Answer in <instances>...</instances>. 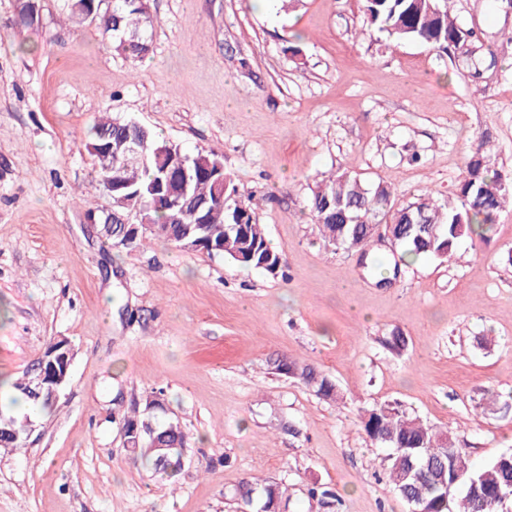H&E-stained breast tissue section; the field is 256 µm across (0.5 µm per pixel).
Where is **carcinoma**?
Instances as JSON below:
<instances>
[{"label":"carcinoma","instance_id":"obj_1","mask_svg":"<svg viewBox=\"0 0 512 512\" xmlns=\"http://www.w3.org/2000/svg\"><path fill=\"white\" fill-rule=\"evenodd\" d=\"M69 9V20L78 24L85 12L94 10L102 37L129 58L141 60L150 52L146 28L152 16L145 0H70ZM363 14L369 33L377 32L393 42H419L439 51H461L472 65L471 81L483 79V45L457 24L450 0H363ZM133 143L146 155V163L128 169L122 149ZM168 146L152 130L128 119H101L91 127L84 148L94 159L95 184L104 190L115 178L131 184L122 196L112 199V214L99 215L96 234L103 243L111 249L139 247L142 237L128 239L122 231L129 213L142 212L155 224L153 236L183 251L204 250L278 276L282 259L269 246L253 210L237 198L231 178L226 176L223 186L216 185L212 168L221 162L217 154L181 152L193 175L189 192L176 207L165 199L158 177L168 163ZM483 147L479 142L472 148L454 202L439 204L426 195L399 205L391 183L368 182L345 169L324 177L311 190L310 212L325 240L338 248L352 249L370 233L371 225L389 224L401 237V257L444 260L460 238L484 236L498 211L512 200V183L488 167ZM276 370L298 379L325 400L339 399L336 384L309 364L282 358ZM30 379L26 371L11 384L27 409L0 412V448L24 447L35 415L53 407L46 395L33 394ZM157 400L159 395L149 396L143 411L123 416L121 427L138 428L133 452L145 464L172 474L182 466L187 437L179 423L155 421ZM360 426L372 447L388 450L389 483L413 512H504L512 502L511 453L476 469L466 450L455 447L449 434L391 404L364 411ZM284 495L282 486L274 482L247 480L233 489V496L256 512H277Z\"/></svg>","mask_w":512,"mask_h":512}]
</instances>
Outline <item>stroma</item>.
I'll list each match as a JSON object with an SVG mask.
<instances>
[{"instance_id": "35a3bbf8", "label": "stroma", "mask_w": 512, "mask_h": 512, "mask_svg": "<svg viewBox=\"0 0 512 512\" xmlns=\"http://www.w3.org/2000/svg\"><path fill=\"white\" fill-rule=\"evenodd\" d=\"M150 4L152 50L133 62L67 20V0H39L21 28L0 0V406L49 342L74 350L57 403L0 452V512H242L226 492L245 478L285 486L284 512H410L358 423L384 403L475 466L512 453V414L489 403L512 398V202L487 239L384 281L325 243L307 207L339 169L391 182L401 204L446 203L478 140L512 179V7L454 2L496 53L477 84L457 53L363 35L361 0ZM104 114L218 154L284 275L148 234L105 246L86 217L111 201L82 145ZM282 357L314 365L339 400L278 373ZM158 391L160 419L189 435L172 477L133 457L120 424Z\"/></svg>"}]
</instances>
